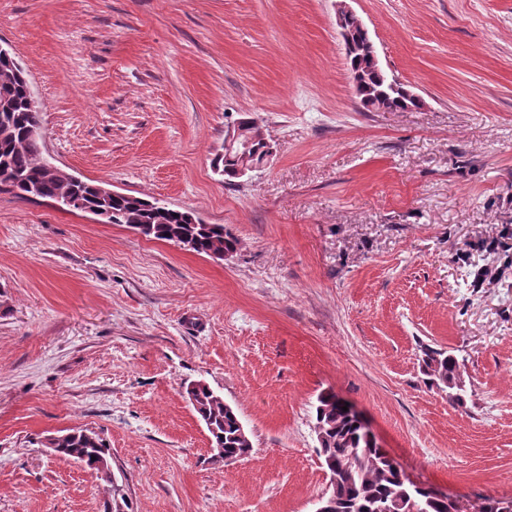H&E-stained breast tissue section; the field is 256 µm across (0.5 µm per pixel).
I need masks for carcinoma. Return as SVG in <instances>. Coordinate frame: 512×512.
Here are the masks:
<instances>
[{
  "instance_id": "cac0c4a2",
  "label": "carcinoma",
  "mask_w": 512,
  "mask_h": 512,
  "mask_svg": "<svg viewBox=\"0 0 512 512\" xmlns=\"http://www.w3.org/2000/svg\"><path fill=\"white\" fill-rule=\"evenodd\" d=\"M352 45L347 48L350 69L359 73L354 87L363 106L384 112H400L416 103L378 77L371 58L365 51L367 38L353 19L347 22ZM28 82L21 69L8 59H0V188L21 199H48L70 211L99 209L109 224H127L137 229L147 226L145 237L180 244L188 240L193 251L208 256L236 252L239 240L222 224H194L193 213L128 194L106 199L98 195L97 185L68 173H52L43 165L40 137L30 136V128L40 124V112L27 100ZM263 144L252 142L251 148L216 153L211 160L214 172L231 185L238 179L244 164H260ZM422 371L429 387L448 395V402L463 409L473 395L462 364L456 356L432 347L423 349ZM194 412L205 424L213 447L224 449L229 461H236L252 450L248 434L236 411L224 407V397L211 386L194 392ZM344 402L336 394L326 392L318 397L315 421L319 428V454L330 474L327 496L333 499L337 512H449L448 503L435 498L426 487L407 482L404 475L368 440L364 425L343 410ZM46 445L57 449V455L74 459L100 474L110 485V501L119 500L130 508L126 496L113 487L109 449L98 434L84 429H71L54 436Z\"/></svg>"
}]
</instances>
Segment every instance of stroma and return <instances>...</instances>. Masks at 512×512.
I'll return each instance as SVG.
<instances>
[{
	"instance_id": "35a3bbf8",
	"label": "stroma",
	"mask_w": 512,
	"mask_h": 512,
	"mask_svg": "<svg viewBox=\"0 0 512 512\" xmlns=\"http://www.w3.org/2000/svg\"><path fill=\"white\" fill-rule=\"evenodd\" d=\"M350 6L422 108L360 106L336 0H0L44 154L240 241L217 259L0 190V512H103L97 473L44 447L74 428L134 512H315L328 391L411 480L512 500V0ZM243 114L275 154L227 185ZM485 265L505 276L474 287ZM425 345L464 363L466 409ZM198 380L248 458L212 461ZM422 371L429 387L437 388L448 395V402L455 408L463 409L473 395L471 382L466 381L463 364L453 354L424 347Z\"/></svg>"
}]
</instances>
